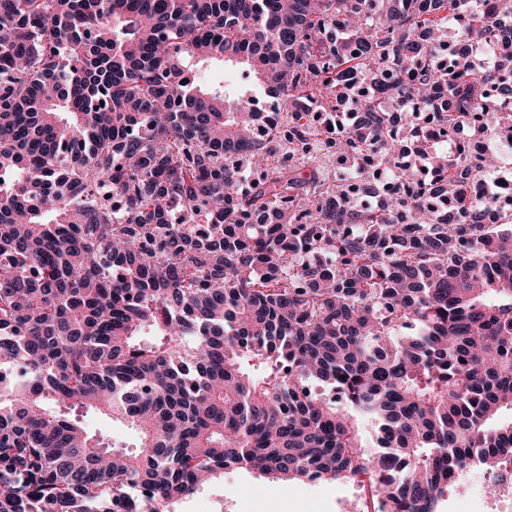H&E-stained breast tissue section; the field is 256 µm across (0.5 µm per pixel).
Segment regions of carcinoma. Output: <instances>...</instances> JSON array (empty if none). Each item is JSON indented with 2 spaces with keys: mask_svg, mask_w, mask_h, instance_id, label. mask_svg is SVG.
Instances as JSON below:
<instances>
[{
  "mask_svg": "<svg viewBox=\"0 0 512 512\" xmlns=\"http://www.w3.org/2000/svg\"><path fill=\"white\" fill-rule=\"evenodd\" d=\"M458 12L0 0V370H21L0 389V512H118L137 492L156 512L229 468L274 486L370 473L395 512H436L449 473L512 457V213L484 224L494 200L466 194L502 157L446 146L471 115L486 139L512 127L485 111L492 85L512 100V0L469 15L496 68L467 51L437 67ZM215 61L240 68L236 91L182 81ZM442 86L450 110L421 136L415 112ZM259 95L277 109L258 139ZM302 103L364 121L305 122L307 155L278 136ZM354 152L415 198L355 209L348 183L368 175ZM85 409L134 429L138 449L70 418Z\"/></svg>",
  "mask_w": 512,
  "mask_h": 512,
  "instance_id": "1",
  "label": "carcinoma"
}]
</instances>
